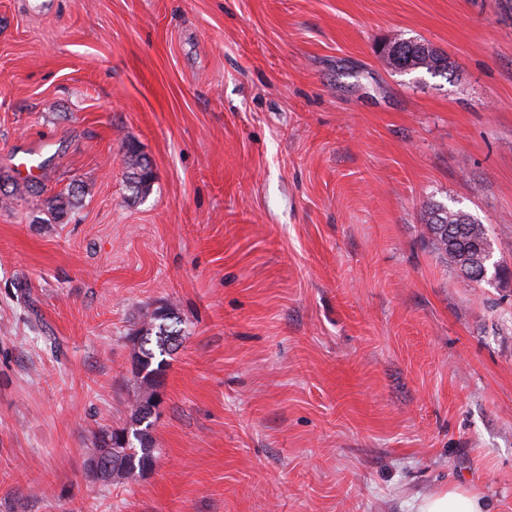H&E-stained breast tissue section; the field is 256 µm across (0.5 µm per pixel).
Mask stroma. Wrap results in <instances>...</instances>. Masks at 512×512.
Segmentation results:
<instances>
[{
    "label": "stroma",
    "mask_w": 512,
    "mask_h": 512,
    "mask_svg": "<svg viewBox=\"0 0 512 512\" xmlns=\"http://www.w3.org/2000/svg\"><path fill=\"white\" fill-rule=\"evenodd\" d=\"M397 35L451 77L393 71ZM0 184V512H416L454 486L512 512V0H0ZM432 203L489 225L502 281L440 257ZM167 305L155 461L104 483L128 333ZM127 184L132 195H141L147 193L153 183V176H149L145 171L148 167V159L139 153L133 146L128 147L126 159ZM79 185L75 183L66 191L54 194L46 199V211L54 221L63 220L79 203Z\"/></svg>",
    "instance_id": "obj_1"
}]
</instances>
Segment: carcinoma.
Listing matches in <instances>:
<instances>
[{
	"label": "carcinoma",
	"mask_w": 512,
	"mask_h": 512,
	"mask_svg": "<svg viewBox=\"0 0 512 512\" xmlns=\"http://www.w3.org/2000/svg\"><path fill=\"white\" fill-rule=\"evenodd\" d=\"M404 51L394 58H386L387 64L399 71L424 70L431 75L448 73V57L437 49L425 46L417 39L399 38ZM127 184L133 195L147 193L153 177L146 173L148 159L134 147L127 149L125 159ZM79 186L73 184L65 191L46 199V211L55 221L63 220L79 203ZM426 228L432 236L439 254L449 262L464 278L474 282L476 278L464 273L470 250L477 243L491 249L486 225L479 223L471 214L461 209H450L444 205L431 204L427 207ZM180 321L168 309H157L144 315L141 328L135 339L139 344L134 353V366L140 385L145 391L138 395L127 426L126 444L110 454L105 464L116 472V478L126 479L148 469L155 458L154 441L150 429L152 410L155 407L150 389L158 384L167 366L164 356L176 346L181 329Z\"/></svg>",
	"instance_id": "obj_1"
}]
</instances>
